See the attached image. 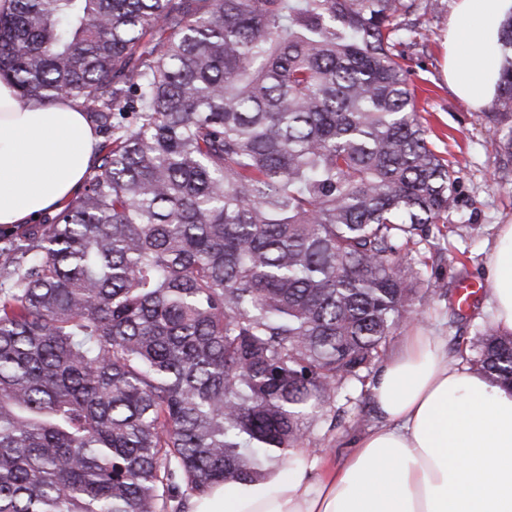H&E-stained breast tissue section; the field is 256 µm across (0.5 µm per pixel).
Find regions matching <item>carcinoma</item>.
Returning a JSON list of instances; mask_svg holds the SVG:
<instances>
[{
	"label": "carcinoma",
	"mask_w": 512,
	"mask_h": 512,
	"mask_svg": "<svg viewBox=\"0 0 512 512\" xmlns=\"http://www.w3.org/2000/svg\"><path fill=\"white\" fill-rule=\"evenodd\" d=\"M0 76L82 101L84 191L0 227V512H186L288 463L446 284L458 171L400 47L434 0H13ZM487 112L512 165V18ZM469 369L512 383V333Z\"/></svg>",
	"instance_id": "cac0c4a2"
}]
</instances>
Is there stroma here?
<instances>
[{
  "label": "stroma",
  "mask_w": 512,
  "mask_h": 512,
  "mask_svg": "<svg viewBox=\"0 0 512 512\" xmlns=\"http://www.w3.org/2000/svg\"><path fill=\"white\" fill-rule=\"evenodd\" d=\"M454 0H438L419 20V35L405 49L411 69L410 82L421 108L430 114L435 128L451 132L457 140L453 154L460 168L456 204L448 213L449 223L458 227L446 249L430 254L425 277L440 278L448 285L464 279L487 281L491 248L500 225L512 224V166L500 167L497 138L485 117L494 104L476 109L458 98L444 75L448 53V19ZM487 295H480L466 317L448 315L447 295L430 294L423 303L421 327L446 337L449 353L469 349L471 341L489 321ZM338 424L311 427L304 446L312 453L338 460L347 452L346 438L377 420L370 397L357 402L338 400Z\"/></svg>",
  "instance_id": "stroma-1"
}]
</instances>
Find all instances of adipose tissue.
Segmentation results:
<instances>
[{
  "label": "adipose tissue",
  "instance_id": "1",
  "mask_svg": "<svg viewBox=\"0 0 512 512\" xmlns=\"http://www.w3.org/2000/svg\"><path fill=\"white\" fill-rule=\"evenodd\" d=\"M512 0H456L448 20V82L479 108L498 91L496 56ZM99 135L79 100L23 102L0 77V225L33 223L71 200L98 164ZM491 323L512 331V224L490 258ZM380 418L338 463L292 449L290 475L218 486L192 512H512V388L448 355L419 329L368 385Z\"/></svg>",
  "mask_w": 512,
  "mask_h": 512
}]
</instances>
